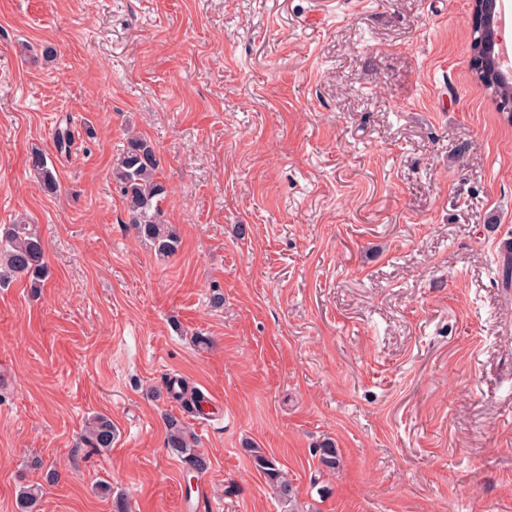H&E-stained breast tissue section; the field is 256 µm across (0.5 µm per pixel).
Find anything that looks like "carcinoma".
<instances>
[{
	"instance_id": "carcinoma-1",
	"label": "carcinoma",
	"mask_w": 512,
	"mask_h": 512,
	"mask_svg": "<svg viewBox=\"0 0 512 512\" xmlns=\"http://www.w3.org/2000/svg\"><path fill=\"white\" fill-rule=\"evenodd\" d=\"M476 78L491 91L498 110L512 123V76L503 79L497 74L475 72ZM160 160L155 147L146 139L133 134L126 139V146L112 167V182L116 184L127 205L129 224L136 236L146 243L161 260L173 257L181 246L178 227L167 223L164 203L168 196L167 185L158 176ZM28 168L34 173L41 187L55 193L58 177L46 154L33 151L28 157ZM47 271L45 243L31 225L21 222L0 228V283L9 279H26L38 288ZM501 284L512 288V245L506 246L501 256ZM167 445L183 459L187 468L202 473L208 467L207 458L196 449L194 434L174 418H166ZM114 437L112 419L98 414L89 420L84 441L92 448H110ZM255 467L263 473L271 489L283 502L295 500V488L278 461L265 455L261 449H251ZM321 462L328 471L340 467V456L334 443L326 441L321 447ZM40 490L23 487L18 494L19 508L32 512Z\"/></svg>"
}]
</instances>
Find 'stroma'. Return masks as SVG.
Segmentation results:
<instances>
[{"mask_svg": "<svg viewBox=\"0 0 512 512\" xmlns=\"http://www.w3.org/2000/svg\"><path fill=\"white\" fill-rule=\"evenodd\" d=\"M470 14L0 0V225H35L49 270L0 286V512L23 485L37 512H185L169 415L209 460L199 512H288L252 445L297 512H512V291L494 279L512 123L471 68ZM131 129L170 190L166 261L112 183ZM35 149L57 193L28 171ZM98 413L116 431L102 451L83 443ZM255 467L263 473L271 489L283 502L291 504L296 497L295 488L274 457L265 455L260 448H251Z\"/></svg>", "mask_w": 512, "mask_h": 512, "instance_id": "obj_1", "label": "stroma"}]
</instances>
